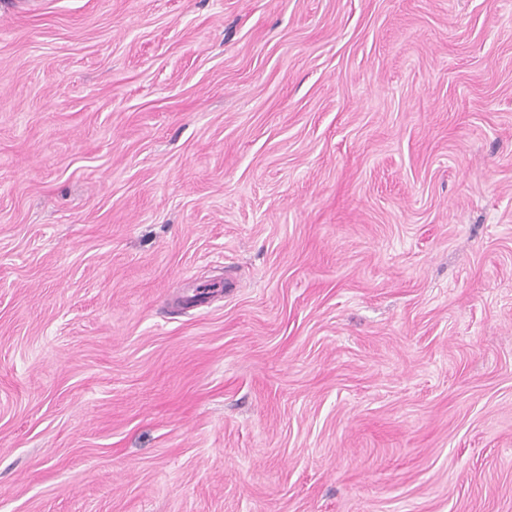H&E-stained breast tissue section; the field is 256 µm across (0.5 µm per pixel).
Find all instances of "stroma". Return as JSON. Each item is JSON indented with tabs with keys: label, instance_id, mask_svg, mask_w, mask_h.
<instances>
[{
	"label": "stroma",
	"instance_id": "1",
	"mask_svg": "<svg viewBox=\"0 0 512 512\" xmlns=\"http://www.w3.org/2000/svg\"><path fill=\"white\" fill-rule=\"evenodd\" d=\"M0 512H512V0H0Z\"/></svg>",
	"mask_w": 512,
	"mask_h": 512
}]
</instances>
